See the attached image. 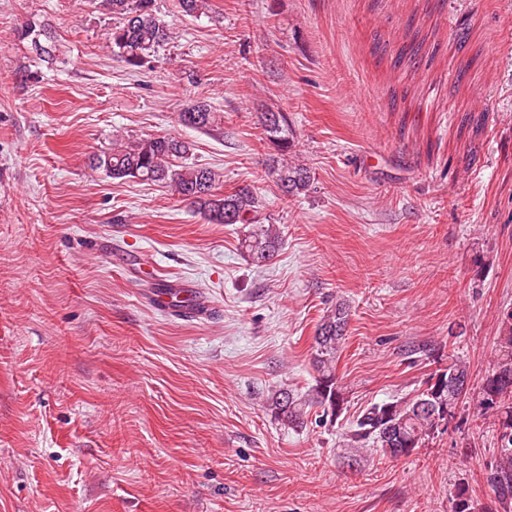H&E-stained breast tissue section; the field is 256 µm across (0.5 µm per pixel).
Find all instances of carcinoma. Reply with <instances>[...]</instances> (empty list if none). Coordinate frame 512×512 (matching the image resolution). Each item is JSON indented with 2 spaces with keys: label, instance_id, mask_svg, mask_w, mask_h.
Returning <instances> with one entry per match:
<instances>
[{
  "label": "carcinoma",
  "instance_id": "1",
  "mask_svg": "<svg viewBox=\"0 0 512 512\" xmlns=\"http://www.w3.org/2000/svg\"><path fill=\"white\" fill-rule=\"evenodd\" d=\"M101 7L119 16L120 25L108 34L112 51L130 67L142 68L155 49L170 39L167 24L154 10V0H100ZM185 127L208 131L222 124V115L205 101H198L179 113ZM262 124L271 140L288 147V125L280 112L262 114ZM191 144L175 136H150L128 144H114L112 151L92 158L91 165L114 179L138 178L174 186L212 224H253L251 215L259 207L257 197L246 188L223 197L215 193L216 174L207 167L178 166L177 158L189 154ZM277 180L288 194L305 191L310 182L307 169L299 166L276 171ZM249 256L259 262L271 260L280 245L274 225L253 232L244 239ZM349 309L336 304L322 317L314 336L312 365L316 384L305 394L282 389L272 398L271 410L288 427L301 428L314 408L323 417L338 418L336 402H344L341 380L336 372V355L345 341ZM491 367L482 377L478 391L477 415L492 422L496 454L485 466V480L504 512H512V438L503 440L499 431L512 426V314L499 321L492 349ZM448 375L469 376V365L448 354ZM428 390L411 398L392 399L368 406L351 426V440L368 443L392 459L407 458L411 452L396 447L393 437L402 436L416 450L439 432L432 414L421 407ZM452 512H488L474 499L469 486L460 483L451 494Z\"/></svg>",
  "mask_w": 512,
  "mask_h": 512
}]
</instances>
